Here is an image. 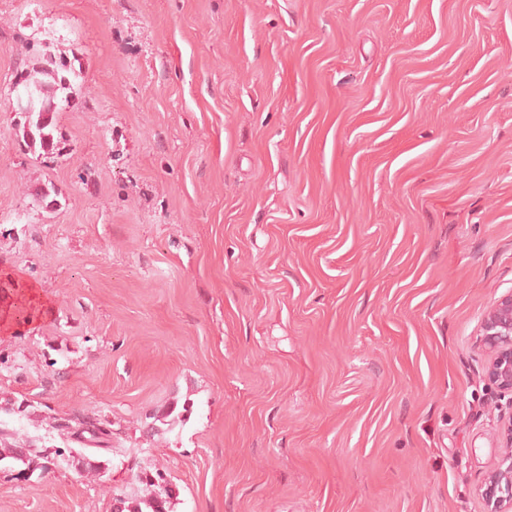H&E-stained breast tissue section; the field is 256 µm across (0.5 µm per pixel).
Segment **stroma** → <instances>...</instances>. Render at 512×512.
Wrapping results in <instances>:
<instances>
[{
	"label": "stroma",
	"instance_id": "35a3bbf8",
	"mask_svg": "<svg viewBox=\"0 0 512 512\" xmlns=\"http://www.w3.org/2000/svg\"><path fill=\"white\" fill-rule=\"evenodd\" d=\"M47 47L80 74L58 155L14 111ZM7 273L51 311L0 330V428L50 451L99 415L112 451L1 465L0 512H112L154 467L174 512H484L512 0H0Z\"/></svg>",
	"mask_w": 512,
	"mask_h": 512
}]
</instances>
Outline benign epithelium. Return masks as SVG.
<instances>
[{
    "label": "benign epithelium",
    "mask_w": 512,
    "mask_h": 512,
    "mask_svg": "<svg viewBox=\"0 0 512 512\" xmlns=\"http://www.w3.org/2000/svg\"><path fill=\"white\" fill-rule=\"evenodd\" d=\"M480 332L489 353L486 379L499 391L512 395V291L486 309ZM502 429L505 444L481 487L484 512H512V414Z\"/></svg>",
    "instance_id": "1"
}]
</instances>
